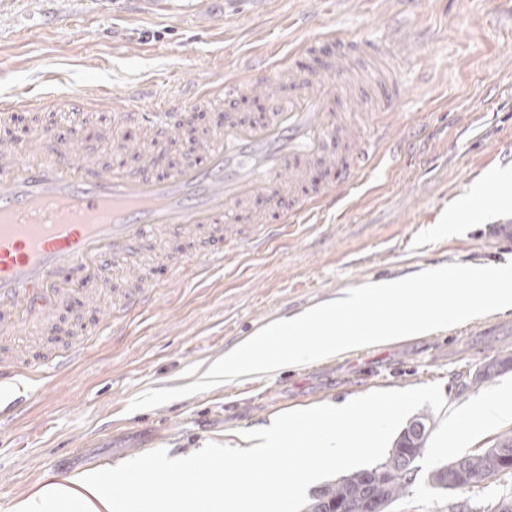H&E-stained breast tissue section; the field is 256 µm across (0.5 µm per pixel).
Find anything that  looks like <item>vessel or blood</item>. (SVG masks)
I'll list each match as a JSON object with an SVG mask.
<instances>
[{
	"label": "vessel or blood",
	"instance_id": "obj_1",
	"mask_svg": "<svg viewBox=\"0 0 512 512\" xmlns=\"http://www.w3.org/2000/svg\"><path fill=\"white\" fill-rule=\"evenodd\" d=\"M313 63L254 65L204 89L194 101L177 96L114 113L106 133L111 161L77 151L78 113L104 104L75 92L55 101L52 127L13 135L16 113L32 99L0 102V338L39 326L55 331L64 310L80 299L114 292V314L149 306L160 288L142 261L148 242L188 241L194 254L175 276L204 275L238 244L239 226L253 204L266 206L267 225L252 238L261 247L305 205L326 202L341 184L372 164L381 133L359 111H389L399 83L364 68L383 55L373 41L328 32L304 45ZM260 101L254 115L239 99ZM223 114L222 126L191 138L178 164L167 161L173 133L197 109ZM132 285L114 289L112 273ZM88 349L85 342L58 356L50 369L0 366V383L45 380L66 372Z\"/></svg>",
	"mask_w": 512,
	"mask_h": 512
}]
</instances>
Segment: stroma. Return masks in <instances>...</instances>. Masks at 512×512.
<instances>
[{"mask_svg": "<svg viewBox=\"0 0 512 512\" xmlns=\"http://www.w3.org/2000/svg\"><path fill=\"white\" fill-rule=\"evenodd\" d=\"M328 28L387 46L402 86L389 117L393 150L264 253L243 243L225 249L207 279L172 281L116 330L92 334L97 315L74 307L72 335H87L90 352L69 375L28 388L17 413L0 419V512L85 469L158 448L189 455L289 410L429 383L440 384L446 411L460 418L461 438L444 444L443 413L422 407L431 424L426 449L389 512H448L453 502L487 506L512 494V479L448 492L428 485L436 466L512 431L510 422L473 429L470 416L479 399L512 384V369L464 385L475 368L512 357V310L127 410L147 390L199 381L256 328L343 291L446 264L512 262V210L494 204L501 187H489L481 219L462 221L449 237L427 233L473 182L512 167V0H0V101L108 89L110 111L85 131L97 153L100 132L136 93L192 99L197 80L242 71L251 54ZM72 335L24 332L0 342V357L29 350L48 359Z\"/></svg>", "mask_w": 512, "mask_h": 512, "instance_id": "obj_1", "label": "stroma"}]
</instances>
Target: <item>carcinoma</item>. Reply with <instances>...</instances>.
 Returning a JSON list of instances; mask_svg holds the SVG:
<instances>
[{"instance_id": "obj_1", "label": "carcinoma", "mask_w": 512, "mask_h": 512, "mask_svg": "<svg viewBox=\"0 0 512 512\" xmlns=\"http://www.w3.org/2000/svg\"><path fill=\"white\" fill-rule=\"evenodd\" d=\"M490 465L489 457L480 453L459 457L444 467L438 466L433 469L428 477L429 486L434 489H446L443 485L444 473L451 474L456 470L468 478V486H475L479 484L483 473ZM373 470L380 475L375 488V497L379 501L393 503L404 495L413 482L412 469L405 467L400 455L390 452L384 461L371 469L352 472L313 490L307 501V505L312 507L311 512H325L336 502L351 504L363 500L370 490L367 475Z\"/></svg>"}]
</instances>
